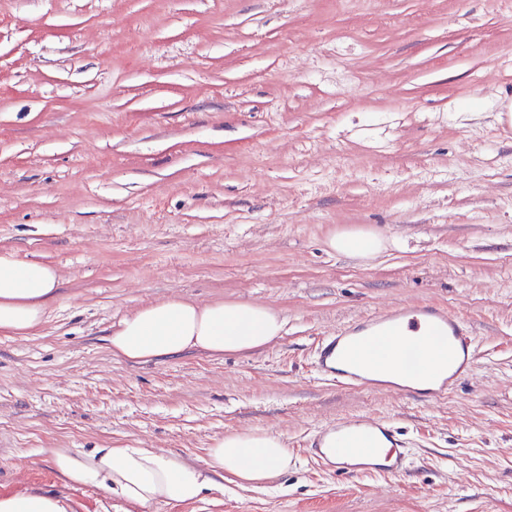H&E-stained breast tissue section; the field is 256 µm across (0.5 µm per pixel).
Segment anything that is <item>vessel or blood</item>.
<instances>
[{
    "instance_id": "b4317fda",
    "label": "vessel or blood",
    "mask_w": 512,
    "mask_h": 512,
    "mask_svg": "<svg viewBox=\"0 0 512 512\" xmlns=\"http://www.w3.org/2000/svg\"><path fill=\"white\" fill-rule=\"evenodd\" d=\"M419 330L422 341L406 339L405 330ZM447 338L454 364L440 370L433 387L420 389L401 385V392L424 401L436 400L457 386L470 372L477 358V347L465 322L444 308L425 305L419 308L395 307L377 312L333 336L322 337L315 349L314 370L325 381L339 386L368 388L373 384L363 368L350 365L355 347L381 338L396 343L397 361L414 354L426 363L431 345ZM307 453L323 466L349 477L372 475L400 477L406 474L410 450L398 438L393 423L364 415L336 420L315 432Z\"/></svg>"
}]
</instances>
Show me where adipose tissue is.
Wrapping results in <instances>:
<instances>
[{
	"mask_svg": "<svg viewBox=\"0 0 512 512\" xmlns=\"http://www.w3.org/2000/svg\"><path fill=\"white\" fill-rule=\"evenodd\" d=\"M60 276L51 266L21 263L0 255V333L30 336L43 323ZM285 321L272 309L247 302L196 301L172 297L134 310L107 339L114 358L148 362L194 350L211 356L247 353L281 336ZM51 462L71 486H94L148 512L157 504H193L219 480L252 487L286 470L290 462L281 437L233 432L217 439L201 464L154 448H97L79 453L55 448ZM69 501L46 492L0 493V512H68Z\"/></svg>",
	"mask_w": 512,
	"mask_h": 512,
	"instance_id": "1",
	"label": "adipose tissue"
}]
</instances>
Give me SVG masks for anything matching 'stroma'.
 Segmentation results:
<instances>
[{"instance_id": "1", "label": "stroma", "mask_w": 512, "mask_h": 512, "mask_svg": "<svg viewBox=\"0 0 512 512\" xmlns=\"http://www.w3.org/2000/svg\"><path fill=\"white\" fill-rule=\"evenodd\" d=\"M345 231L389 246L332 251ZM4 252L61 279L35 335H0V490L124 512L66 485L50 449L198 464L267 431L292 456L271 483L151 512H512V0H0ZM171 297L262 304L285 330L114 359L112 329ZM422 304L476 337L445 398L317 379L322 336ZM351 414L404 434V476L304 453Z\"/></svg>"}]
</instances>
